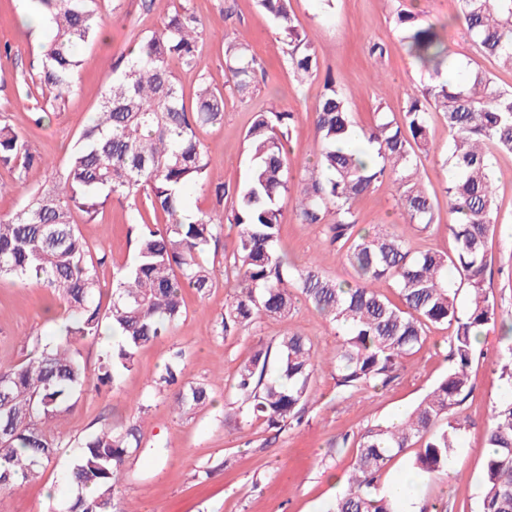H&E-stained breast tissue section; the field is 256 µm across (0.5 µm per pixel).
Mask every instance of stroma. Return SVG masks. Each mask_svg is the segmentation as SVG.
I'll return each mask as SVG.
<instances>
[{"label":"stroma","mask_w":512,"mask_h":512,"mask_svg":"<svg viewBox=\"0 0 512 512\" xmlns=\"http://www.w3.org/2000/svg\"><path fill=\"white\" fill-rule=\"evenodd\" d=\"M203 24V61L200 69L177 68L186 94H193L200 78L225 87L224 47L212 31L225 26L243 34L262 62L265 76L248 101L227 96L222 124L202 128L200 141L213 159L211 179L227 186L241 185L247 170L244 136L254 112L278 103L294 112L289 140L290 168H298L318 151L312 113L324 93L322 78L297 83L285 60L269 15L256 0H189ZM416 5L424 20L441 27L449 48L460 64L480 66L505 90L512 91V68L482 55L457 21L455 0H291L295 23L311 42L322 70L333 73L348 101L355 125L373 122L376 112L401 118L409 93L420 87L421 75L401 42L395 17L400 9ZM173 9V0H106L102 27L107 39L84 48V66L61 108H41L26 97L23 77L35 72L38 50L51 34L48 24L22 34L18 19L34 10L32 0H0V121L11 125L37 154L63 167L79 131L94 114L102 93L103 71L131 45L137 35L155 29ZM379 43L386 53L369 54ZM431 150L422 157L420 172L435 202V220L418 230L406 225L390 182L376 185L355 207L358 228L382 224L404 227L411 252L427 249L452 252L448 232L454 217L445 189L451 177L448 128L439 115L430 122ZM492 169L497 187L499 224L488 244L489 267L484 287L493 296L504 326L512 324V154L494 153ZM50 170L33 167L24 181L0 167V182L10 188L0 195V216L15 214L45 186ZM299 186L290 182L279 205L283 218L281 245L296 264L319 258L330 277L355 282L356 271L336 261L325 224H302L295 216ZM128 203L108 204L98 222L79 223L81 235L103 245L108 261L99 271L103 291H111L113 273L134 258L137 229L129 221ZM234 289L220 281L205 296H184L185 313L168 336L141 348L132 371L117 386L101 392L81 393L73 408L52 423L62 446L42 469L37 480L0 491V512H63L70 501L67 478L76 450L88 434L127 421L144 420L140 449L125 467L115 496L132 512H329L347 479L360 435L374 425L409 411L444 376L450 366L452 325H432L427 340L406 358L387 385L364 384L346 394L336 386V374L326 365L315 366L311 395L300 422L275 430L266 422L245 417L232 384L242 364L261 344L274 343L287 330L308 337L315 348L332 349L340 340L334 323L309 303L298 301L285 320L264 319L249 328L224 336L220 322ZM48 290L37 280L0 281V366L20 362L36 342H51L50 320L44 308ZM480 353L471 369V392L463 405L469 425L460 438L447 472L418 478L410 492L409 512H419L425 502H444L448 512H480L482 475L487 445L488 417L496 404L512 399V383L500 376L501 366L512 357V333L485 332L477 345ZM184 354V379L206 384L213 401L189 413H178L171 391L155 380L174 352Z\"/></svg>","instance_id":"stroma-1"}]
</instances>
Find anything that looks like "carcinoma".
<instances>
[{"label":"carcinoma","instance_id":"carcinoma-1","mask_svg":"<svg viewBox=\"0 0 512 512\" xmlns=\"http://www.w3.org/2000/svg\"><path fill=\"white\" fill-rule=\"evenodd\" d=\"M34 14L23 25L47 21L51 38L41 47L32 84L50 93L60 107L75 72L84 65L81 50L101 39L100 4L104 0H35ZM470 38L486 56L512 68V0H458ZM287 46L286 62L298 81L318 73L316 52L295 24L290 0H258ZM401 41L424 81L408 97L402 121L376 113L364 128L351 121L344 93L331 73L315 108L313 126L320 150L300 170L296 215L303 224H324L332 217L331 239L338 257L358 273L354 283L338 282L310 262L289 263L279 246L282 212L277 199L288 191V139L294 113L276 105L253 113L246 138L249 169L245 181L230 190L211 184L217 205L232 199L238 227L233 262L220 270L208 253L220 237L224 212L185 214L184 193L210 184L212 159L198 130L224 120V91L200 78L186 102L173 63L194 68L201 60L202 22L184 4L160 26L115 60L104 80L101 101L80 133L67 164L52 185L37 192L20 210L0 219V279L35 278L62 298L67 317L54 343L35 346L19 363L0 368V489L39 477L57 455L61 442L51 422L70 409L72 394L89 383L80 346L109 330L118 337L104 352L95 390L114 385L133 369L137 351L169 333L184 309V293L205 294L222 274L238 279L220 323L229 336L261 319H286L295 307L294 292L328 317L342 339L321 356L312 342L285 331L260 345L237 373L234 389L240 407L268 426L282 428L300 419L310 396L315 363L336 367V386L386 384L414 349L426 341L431 324H453L449 341L452 366L431 391L404 416L362 434L347 490L332 512H397L396 501L377 488L388 463L404 449L422 443L412 469L424 477L448 470L468 420L461 406L470 394V370L478 336L496 326L498 310L483 287L488 240L499 223L492 186L490 152L512 154V91L501 89L478 69L460 71L437 28L410 9L397 12ZM224 69L237 95L254 92L263 74L249 43L224 34ZM448 127L453 176L446 187L448 207L456 215L448 232L452 254L411 253L404 233L392 224L377 232H357L356 203L383 179L392 183L397 202L411 226L434 222V202L419 175L421 155L429 151V110ZM364 141L374 153L367 164L358 154ZM36 164L51 163L34 154L9 124L0 123V167L17 180ZM145 196V208L137 205ZM131 203V223L140 225L133 264L119 269L108 302H103L98 268L106 252L94 250L77 229V219L97 220L112 202ZM456 271L470 288L462 308L449 280ZM392 282L396 305L374 288ZM179 359L164 365L156 384L174 389L181 413L212 402L203 383H180ZM485 457L480 512H512V400L493 407ZM140 421L104 427L79 445L70 477L80 493L68 512H130L114 501L126 459L140 448Z\"/></svg>","mask_w":512,"mask_h":512}]
</instances>
